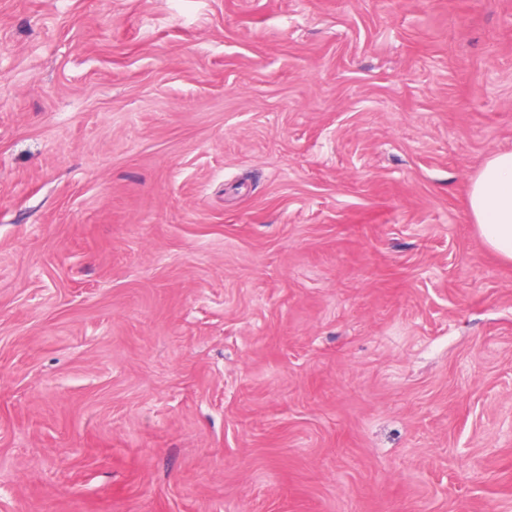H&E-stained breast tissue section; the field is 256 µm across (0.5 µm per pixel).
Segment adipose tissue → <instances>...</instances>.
Returning <instances> with one entry per match:
<instances>
[{"mask_svg": "<svg viewBox=\"0 0 512 512\" xmlns=\"http://www.w3.org/2000/svg\"><path fill=\"white\" fill-rule=\"evenodd\" d=\"M467 206L483 244L512 263V150L494 152L472 175Z\"/></svg>", "mask_w": 512, "mask_h": 512, "instance_id": "1", "label": "adipose tissue"}]
</instances>
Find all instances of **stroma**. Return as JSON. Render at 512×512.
Returning <instances> with one entry per match:
<instances>
[{"label": "stroma", "instance_id": "obj_1", "mask_svg": "<svg viewBox=\"0 0 512 512\" xmlns=\"http://www.w3.org/2000/svg\"><path fill=\"white\" fill-rule=\"evenodd\" d=\"M512 0H0V512H512ZM467 206L483 244L512 263V150L494 152L472 175Z\"/></svg>", "mask_w": 512, "mask_h": 512}]
</instances>
